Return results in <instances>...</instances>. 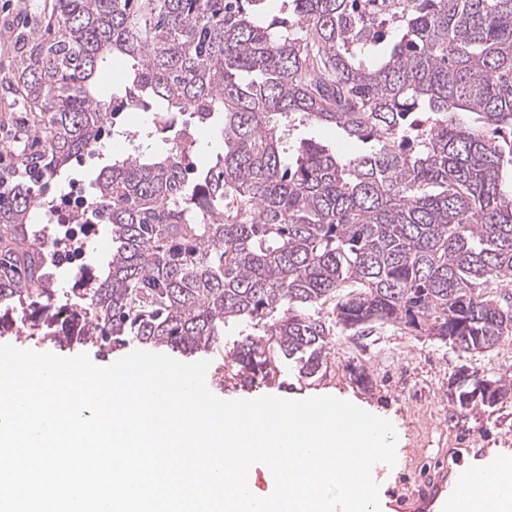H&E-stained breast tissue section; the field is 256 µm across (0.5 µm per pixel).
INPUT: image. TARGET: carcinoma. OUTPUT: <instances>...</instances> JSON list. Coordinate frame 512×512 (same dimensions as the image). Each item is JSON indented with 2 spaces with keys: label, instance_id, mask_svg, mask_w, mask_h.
Returning <instances> with one entry per match:
<instances>
[{
  "label": "carcinoma",
  "instance_id": "1",
  "mask_svg": "<svg viewBox=\"0 0 512 512\" xmlns=\"http://www.w3.org/2000/svg\"><path fill=\"white\" fill-rule=\"evenodd\" d=\"M372 40L356 0H54L45 34L23 42L14 91L31 117L0 169V335L102 347H221L224 325L261 334L232 369L312 377L333 329L395 323L468 353L512 336V0H401ZM124 65L125 95L155 107L136 140L165 148L112 160L80 224H108L107 269L79 274L81 305L53 288L55 242L37 228L46 181L91 154L109 104L101 68ZM218 126L224 153L185 164L176 114ZM297 118L366 145L341 156ZM477 380L466 409L504 399Z\"/></svg>",
  "mask_w": 512,
  "mask_h": 512
}]
</instances>
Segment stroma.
Returning a JSON list of instances; mask_svg holds the SVG:
<instances>
[{"label":"stroma","mask_w":512,"mask_h":512,"mask_svg":"<svg viewBox=\"0 0 512 512\" xmlns=\"http://www.w3.org/2000/svg\"><path fill=\"white\" fill-rule=\"evenodd\" d=\"M52 0H0V140L26 110L8 91L21 62V42L44 34ZM252 332L243 321L224 327L220 351L209 354V390L227 400L273 395L289 400L333 396L389 420L396 431L395 465L372 469L380 503L416 492L448 458L476 465V453L512 458V395L490 408L459 409L453 392L460 376L499 380L512 386V338L488 350L460 352L447 341L377 324L362 334L335 331L321 370L300 376L281 360L275 377L250 382L221 374L236 347Z\"/></svg>","instance_id":"stroma-1"}]
</instances>
